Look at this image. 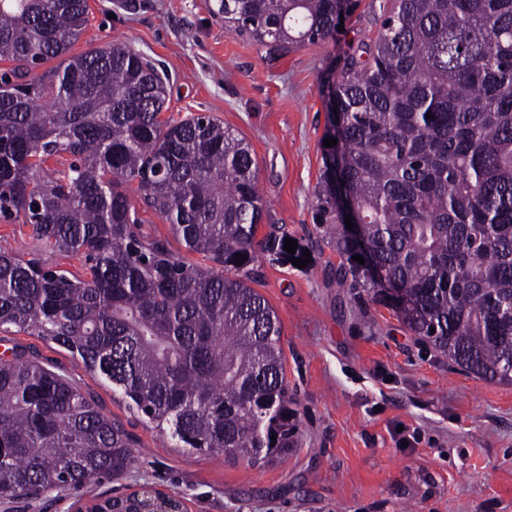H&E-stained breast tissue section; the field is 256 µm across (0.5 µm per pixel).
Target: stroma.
<instances>
[{
    "instance_id": "35a3bbf8",
    "label": "stroma",
    "mask_w": 512,
    "mask_h": 512,
    "mask_svg": "<svg viewBox=\"0 0 512 512\" xmlns=\"http://www.w3.org/2000/svg\"><path fill=\"white\" fill-rule=\"evenodd\" d=\"M89 5L73 53L132 47L169 79L164 117L205 112L249 143L267 223L285 226L310 253L304 268L257 264L253 282L281 323L297 446L268 464L169 447L65 350L10 330L0 334V353L23 349L73 378L133 437L136 461L97 485L0 504V512H74L142 485L177 494L187 512H512V385L458 370L390 309L354 302L336 282L339 259L316 225L328 87L347 56L376 40L392 0H358L335 39L284 53L225 25L217 0ZM21 247L84 272L78 257L36 246L28 226L0 218V248ZM412 434L416 443L402 446Z\"/></svg>"
}]
</instances>
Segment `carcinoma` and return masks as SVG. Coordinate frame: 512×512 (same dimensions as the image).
Here are the masks:
<instances>
[{"label":"carcinoma","instance_id":"cac0c4a2","mask_svg":"<svg viewBox=\"0 0 512 512\" xmlns=\"http://www.w3.org/2000/svg\"><path fill=\"white\" fill-rule=\"evenodd\" d=\"M341 11L219 4L225 24L281 50L334 37ZM89 22L88 0H0V216L85 268L0 249V330L65 349L175 448L286 455L297 412L281 324L251 282L258 260L302 252L284 251L283 226L258 237L268 206L244 139L209 115L161 118L166 77L126 45L70 54ZM366 54L330 86L337 144L315 195L337 282L461 371L512 385V0H394ZM136 197L211 265L143 234ZM133 447L73 379L17 348L0 356V504L114 476Z\"/></svg>","mask_w":512,"mask_h":512}]
</instances>
